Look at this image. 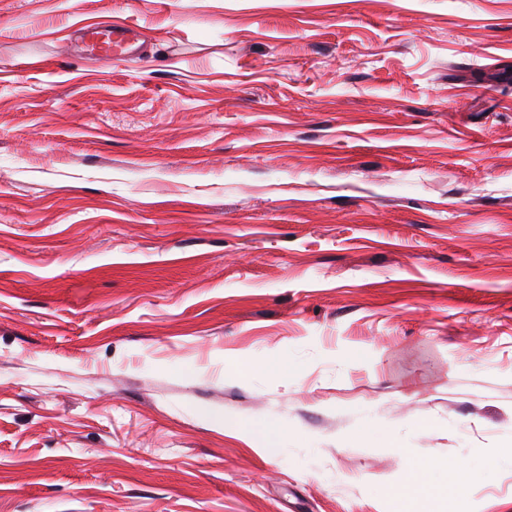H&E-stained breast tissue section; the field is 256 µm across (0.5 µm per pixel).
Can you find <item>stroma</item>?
<instances>
[{"mask_svg": "<svg viewBox=\"0 0 512 512\" xmlns=\"http://www.w3.org/2000/svg\"><path fill=\"white\" fill-rule=\"evenodd\" d=\"M510 452L512 0H0V512H398L414 457L458 512ZM91 54L105 59H132L137 53L131 49L136 35L124 24H112L107 28L87 26L84 28ZM499 470H512V453L482 459H468L461 469V478L457 486V495L461 500L468 496L466 475L472 471H486L488 473Z\"/></svg>", "mask_w": 512, "mask_h": 512, "instance_id": "obj_1", "label": "stroma"}]
</instances>
